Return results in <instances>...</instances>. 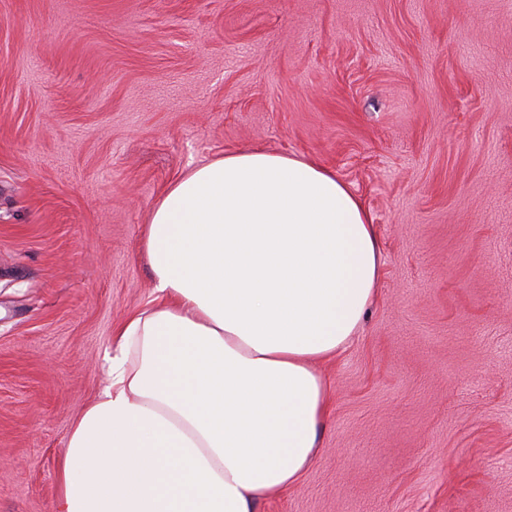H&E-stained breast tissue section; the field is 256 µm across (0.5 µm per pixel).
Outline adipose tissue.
<instances>
[{
    "label": "adipose tissue",
    "instance_id": "obj_1",
    "mask_svg": "<svg viewBox=\"0 0 512 512\" xmlns=\"http://www.w3.org/2000/svg\"><path fill=\"white\" fill-rule=\"evenodd\" d=\"M142 250L161 301L121 325L55 512H253L320 452L316 364L359 339L378 295L372 221L334 172L242 149L168 189Z\"/></svg>",
    "mask_w": 512,
    "mask_h": 512
}]
</instances>
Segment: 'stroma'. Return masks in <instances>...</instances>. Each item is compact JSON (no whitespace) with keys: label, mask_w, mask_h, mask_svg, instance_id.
<instances>
[{"label":"stroma","mask_w":512,"mask_h":512,"mask_svg":"<svg viewBox=\"0 0 512 512\" xmlns=\"http://www.w3.org/2000/svg\"><path fill=\"white\" fill-rule=\"evenodd\" d=\"M244 148L381 246L321 453L255 512H512V0H0V512H54L153 206Z\"/></svg>","instance_id":"1"}]
</instances>
